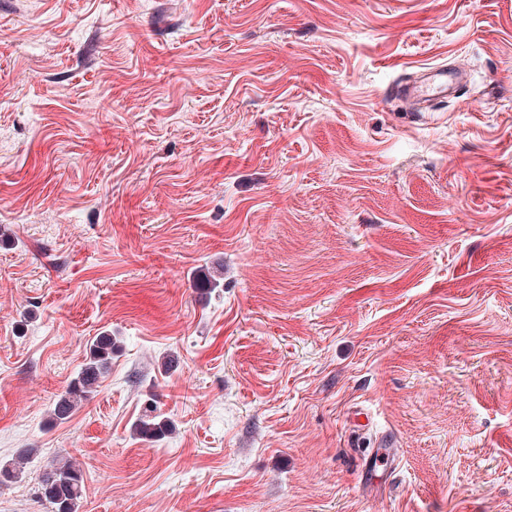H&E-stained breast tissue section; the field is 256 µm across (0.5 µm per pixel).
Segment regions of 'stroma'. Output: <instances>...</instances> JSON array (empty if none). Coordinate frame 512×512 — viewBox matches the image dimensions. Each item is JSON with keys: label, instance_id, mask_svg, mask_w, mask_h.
<instances>
[{"label": "stroma", "instance_id": "35a3bbf8", "mask_svg": "<svg viewBox=\"0 0 512 512\" xmlns=\"http://www.w3.org/2000/svg\"><path fill=\"white\" fill-rule=\"evenodd\" d=\"M0 229V512H512V0H0ZM463 80V74L455 73L448 75L446 70L434 69L431 70V75L427 82L403 85L397 91L404 97L430 103L435 99L446 98L458 93L461 90L460 87ZM121 350L120 341L111 333H101L86 343L84 362L55 401L50 416L53 421L68 419L92 394L99 382L109 373L112 359ZM131 431L136 439L160 442L173 432V424L158 407L157 401L150 397L143 402L140 417L133 423ZM82 492V471L69 459H59L41 477L39 493L50 512H78Z\"/></svg>", "mask_w": 512, "mask_h": 512}]
</instances>
